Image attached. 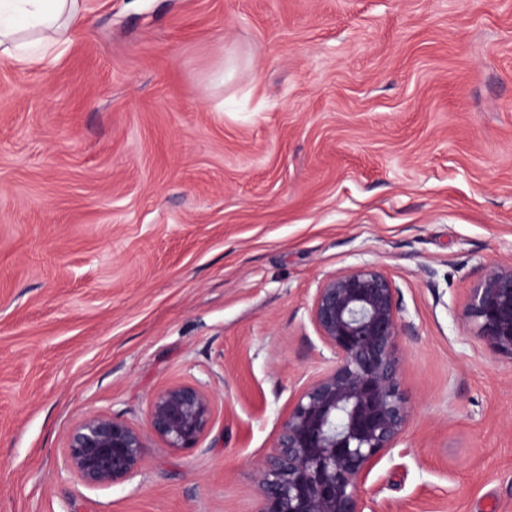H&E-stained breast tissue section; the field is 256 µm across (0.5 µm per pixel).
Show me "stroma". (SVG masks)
Listing matches in <instances>:
<instances>
[{
    "instance_id": "obj_1",
    "label": "stroma",
    "mask_w": 512,
    "mask_h": 512,
    "mask_svg": "<svg viewBox=\"0 0 512 512\" xmlns=\"http://www.w3.org/2000/svg\"><path fill=\"white\" fill-rule=\"evenodd\" d=\"M56 63L0 57V512H258L330 369L321 279L396 283L416 411L365 512H512V361L462 316L512 262V0H82ZM215 420L132 479L63 467L93 413Z\"/></svg>"
}]
</instances>
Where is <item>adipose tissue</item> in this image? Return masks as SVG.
I'll list each match as a JSON object with an SVG mask.
<instances>
[{
	"label": "adipose tissue",
	"mask_w": 512,
	"mask_h": 512,
	"mask_svg": "<svg viewBox=\"0 0 512 512\" xmlns=\"http://www.w3.org/2000/svg\"><path fill=\"white\" fill-rule=\"evenodd\" d=\"M80 0H0V53L19 65L48 63Z\"/></svg>",
	"instance_id": "ef3b65f1"
}]
</instances>
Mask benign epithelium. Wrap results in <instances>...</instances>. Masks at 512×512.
Instances as JSON below:
<instances>
[{
  "label": "benign epithelium",
  "instance_id": "obj_1",
  "mask_svg": "<svg viewBox=\"0 0 512 512\" xmlns=\"http://www.w3.org/2000/svg\"><path fill=\"white\" fill-rule=\"evenodd\" d=\"M463 316L495 356L512 360V263H490L470 288ZM310 320L334 365L309 380L257 469L259 512H364L365 480L397 446L414 413L402 383L398 290L376 265L325 276ZM212 400L191 382L161 388L139 428L116 415L88 416L71 433L66 470L90 488L132 479L153 444L194 448L210 431Z\"/></svg>",
  "mask_w": 512,
  "mask_h": 512
}]
</instances>
